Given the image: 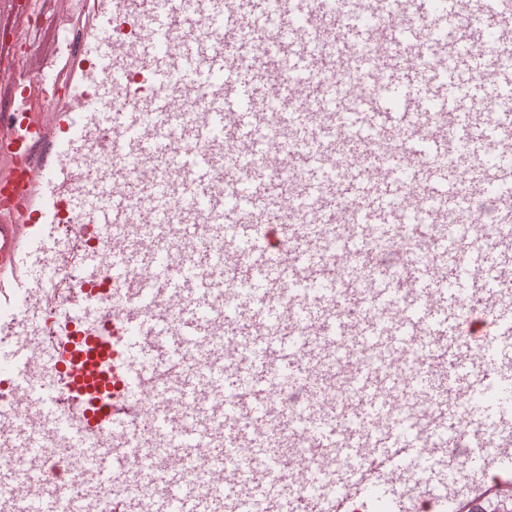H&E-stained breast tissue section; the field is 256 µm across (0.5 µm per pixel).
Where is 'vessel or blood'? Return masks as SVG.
<instances>
[{
  "mask_svg": "<svg viewBox=\"0 0 512 512\" xmlns=\"http://www.w3.org/2000/svg\"><path fill=\"white\" fill-rule=\"evenodd\" d=\"M285 2L277 14L270 0H112L100 12L93 54L122 105L94 96L71 114L15 260L22 272L0 296L11 310L0 367L45 446L75 463L6 512H54L61 498L67 512H94L91 486L136 468L157 440L168 458L112 512H249L255 500L264 512H414L419 499L468 512L512 496V109L473 95L512 89L496 54L512 46V0ZM119 18L145 35L119 41ZM473 28L490 36L484 51L471 48ZM406 65L414 79L394 127L381 93ZM135 71L152 82L139 97ZM280 138L310 147L298 182L276 177ZM88 151L113 162L87 172ZM413 185L427 194L408 212ZM63 196L104 234L80 258L71 346L39 373ZM468 202L488 218L458 243ZM285 205L294 223H278ZM334 264L370 288L377 319ZM105 278L119 286L108 302L94 292ZM355 347L365 360L350 362ZM189 353L195 367L179 370ZM316 363L338 374L318 397ZM187 405L194 420L178 414ZM276 424L301 438L309 497L261 446ZM30 438L0 410L1 448ZM462 458L475 464L464 482ZM435 466L442 482L427 477ZM200 468L206 496L190 477Z\"/></svg>",
  "mask_w": 512,
  "mask_h": 512,
  "instance_id": "vessel-or-blood-1",
  "label": "vessel or blood"
}]
</instances>
